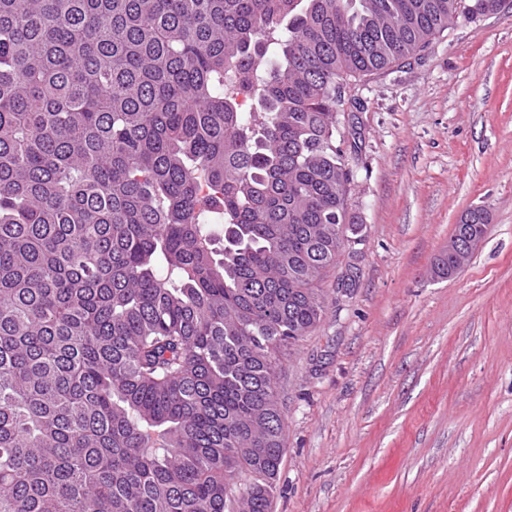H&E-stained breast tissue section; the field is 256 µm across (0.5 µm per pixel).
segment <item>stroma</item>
<instances>
[{
    "instance_id": "1",
    "label": "stroma",
    "mask_w": 512,
    "mask_h": 512,
    "mask_svg": "<svg viewBox=\"0 0 512 512\" xmlns=\"http://www.w3.org/2000/svg\"><path fill=\"white\" fill-rule=\"evenodd\" d=\"M342 109L362 242L283 360L272 512H512V13L351 80ZM473 209L486 241L437 277Z\"/></svg>"
}]
</instances>
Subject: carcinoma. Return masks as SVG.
Returning <instances> with one entry per match:
<instances>
[{"label": "carcinoma", "instance_id": "obj_1", "mask_svg": "<svg viewBox=\"0 0 512 512\" xmlns=\"http://www.w3.org/2000/svg\"><path fill=\"white\" fill-rule=\"evenodd\" d=\"M306 2L0 0V512H272L343 90L504 9Z\"/></svg>", "mask_w": 512, "mask_h": 512}]
</instances>
